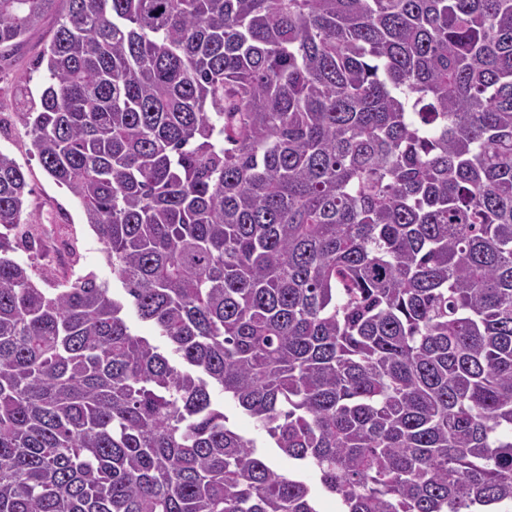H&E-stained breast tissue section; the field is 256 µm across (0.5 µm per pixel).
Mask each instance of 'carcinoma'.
<instances>
[{
	"label": "carcinoma",
	"mask_w": 512,
	"mask_h": 512,
	"mask_svg": "<svg viewBox=\"0 0 512 512\" xmlns=\"http://www.w3.org/2000/svg\"><path fill=\"white\" fill-rule=\"evenodd\" d=\"M63 3L0 149V512H512V0ZM230 399L288 465L229 425ZM55 25L56 16L47 17L38 28L28 33L17 51L0 60V148L15 158L32 190L26 196L25 223L38 224L43 237L50 243L60 240L57 239L59 227L60 231L74 237L80 255L77 268L93 271L99 281L107 283L111 294L121 298L124 294L122 284L113 278L112 268L102 252L103 245L85 224L78 199L64 186L57 185L44 171L31 136L17 113L15 101L22 83L27 81L34 93L42 89L44 70L37 71L32 64L49 42Z\"/></svg>",
	"instance_id": "1"
}]
</instances>
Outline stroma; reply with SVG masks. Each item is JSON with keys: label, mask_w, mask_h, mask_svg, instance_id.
<instances>
[{"label": "stroma", "mask_w": 512, "mask_h": 512, "mask_svg": "<svg viewBox=\"0 0 512 512\" xmlns=\"http://www.w3.org/2000/svg\"><path fill=\"white\" fill-rule=\"evenodd\" d=\"M55 17H47L28 33L13 54L0 59V149L8 151L25 172L31 192L26 197L25 221L39 225L48 242H56L58 229L74 237L80 255L79 267L94 272L107 283L114 296H122L121 283L112 276L102 252L103 246L86 224L83 209L69 190L57 185L44 171L32 139L16 108L21 84L41 90L44 73L35 70L33 61L49 42Z\"/></svg>", "instance_id": "35a3bbf8"}]
</instances>
